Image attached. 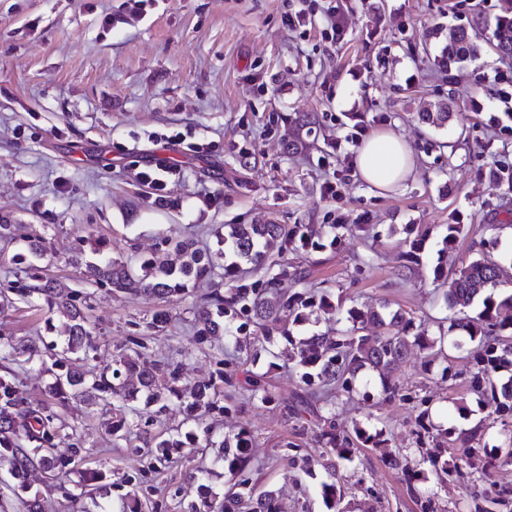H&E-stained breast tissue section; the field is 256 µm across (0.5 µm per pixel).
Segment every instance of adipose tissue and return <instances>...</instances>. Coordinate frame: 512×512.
Wrapping results in <instances>:
<instances>
[{
  "instance_id": "1",
  "label": "adipose tissue",
  "mask_w": 512,
  "mask_h": 512,
  "mask_svg": "<svg viewBox=\"0 0 512 512\" xmlns=\"http://www.w3.org/2000/svg\"><path fill=\"white\" fill-rule=\"evenodd\" d=\"M356 165L362 181L382 192L398 190L415 169L412 148L390 128L366 136L357 151Z\"/></svg>"
}]
</instances>
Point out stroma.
<instances>
[{
	"label": "stroma",
	"mask_w": 512,
	"mask_h": 512,
	"mask_svg": "<svg viewBox=\"0 0 512 512\" xmlns=\"http://www.w3.org/2000/svg\"><path fill=\"white\" fill-rule=\"evenodd\" d=\"M316 14L294 25L287 0H0V216L45 233L49 272L71 288L90 289L100 353L111 357L132 323L149 319L159 301L128 300L88 288L86 261L94 240L114 258L151 256L161 238L194 240L217 251L227 224H306L327 246L288 261L306 267L293 293L344 299V310L315 313L295 337L349 328L346 310L388 306L410 313L430 335H444L434 360L412 352L394 399L381 395L377 373L362 371L337 390L336 432L377 433L379 445H354L348 458L318 465L317 427L292 417L306 386L288 367L271 369L278 399L243 405L224 417L223 434L248 422L256 448L248 473L275 490L286 512H512V421L501 424L471 388L481 350L460 342L455 316L430 270L443 227L461 224L460 257L512 252V194L488 172L512 165V59L479 32L473 59L444 70L433 60L444 30L476 15L495 18L499 0H314ZM336 6L346 29L330 41L318 14ZM118 17L105 24L106 15ZM454 97L457 116L433 129L418 112ZM310 117L303 149L288 147L298 114ZM380 126L403 136L417 156L416 174L397 191L365 184L357 148L346 135ZM250 153L242 162V153ZM174 168L165 190L140 171ZM339 186L337 197L325 183ZM369 232H360V225ZM426 235L422 262L407 265L408 234ZM496 247H487L489 239ZM202 289L167 306L172 322L150 343L148 360L185 363L184 384L208 378L211 357L194 339ZM59 314L19 303L0 313V335L42 336ZM87 459L48 478L14 480L0 460V512H25L39 498L45 512H135L127 475L153 486L149 512H180L196 500L191 475L208 470L213 495L230 476L217 449L187 448L163 473L147 457L114 447L101 402L71 406ZM448 430L432 465L424 431ZM101 472L98 490L71 505L83 472ZM340 495L327 508L322 483Z\"/></svg>",
	"instance_id": "35a3bbf8"
}]
</instances>
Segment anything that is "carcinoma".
<instances>
[{"label": "carcinoma", "instance_id": "cac0c4a2", "mask_svg": "<svg viewBox=\"0 0 512 512\" xmlns=\"http://www.w3.org/2000/svg\"><path fill=\"white\" fill-rule=\"evenodd\" d=\"M502 16L493 31L492 45L506 57H512V0H503ZM473 34L465 26L448 29V45L437 64L449 68L466 61L473 54ZM453 98L440 101L425 112L418 113L419 121L440 127L452 117ZM19 225L0 217V243L8 245L23 239L27 254H18L14 261L26 262V255L43 257L49 250L47 239L41 235H20ZM462 224L445 225L437 262L432 268L434 281H449L443 291L447 307L457 311L451 329L471 341H476L485 353L479 360L481 370L474 375L472 390L480 396L491 395L495 412L501 418L512 417V376L496 379L491 372L501 366L512 365V347L503 344L512 337V295L495 297L494 289L508 283V263L480 256L466 261L455 255V245L464 233ZM222 250L217 256L195 247L191 240L163 242L152 256L140 261L134 271L125 262L114 257L106 244L95 243L96 260L86 264L85 280L90 285H108L129 298L152 297L168 302L181 297L188 289L206 282L212 291L194 312L196 342L206 347L217 360L214 377L202 380L190 388L182 386V364L160 361L147 364L143 360L146 337L130 336L112 353V362L98 360V344L93 336L95 326L88 315L90 306L80 301L81 292L73 291L60 281L49 278L31 264L24 277L0 284V309L15 305L16 301H44L64 318L60 335L61 347L43 345L40 337L15 338L0 336V359L17 366L49 354L50 367L46 371L55 376L50 387L52 401L38 407L28 405L17 394V373L7 365L0 366V455L12 462V474L23 479L28 472L39 469L54 476L59 463L52 453L54 440L67 429L69 403L88 399L101 400L112 407V420L106 423L112 440L123 448L145 450L158 462L169 460L177 448H192L206 441L217 448L228 461V470L234 476L244 473L251 463L253 436L247 426L232 437L214 438L213 426L200 422L199 413L222 416L231 411L224 404V380L231 379L234 359L225 350V342L234 340L239 349L247 350L252 364L259 360L268 367L283 361L301 372L308 387V396L316 399L321 391L335 389L337 382L350 388L343 378L348 373L356 376L363 370L379 374L382 392L392 398L399 385L393 374L404 362L412 345L436 356L443 349L436 348L437 340L421 328L409 339L414 318L403 310L370 309L366 312L354 307L347 310L351 327L339 336L322 332L297 341L288 325L306 320L305 310L329 311L342 308L329 298L305 297L288 294L283 282L292 276L305 277L301 266L288 264V253L322 247L308 228L302 224L288 226L269 220L264 224H226L220 236ZM257 273L247 279L244 271ZM481 302L482 309L475 316L468 308ZM171 321L166 309L157 310L146 323L149 331L167 329ZM247 399L254 404L267 405L276 400V393L268 379V372L250 371L245 387ZM143 401L151 409L143 419L141 409L133 406ZM177 401L194 421L197 431L183 440L176 429L166 432L154 430V423L166 414L172 402ZM311 414L321 429V438L329 451L345 456L350 441L336 435L332 426L331 409L313 406L303 401L297 415ZM199 502H190L187 512H283L275 492L257 491L245 479L235 482L223 498L210 497L205 484L207 471L199 470Z\"/></svg>", "mask_w": 512, "mask_h": 512}]
</instances>
